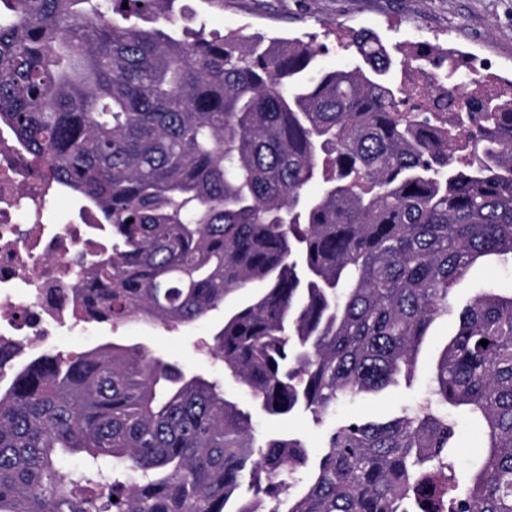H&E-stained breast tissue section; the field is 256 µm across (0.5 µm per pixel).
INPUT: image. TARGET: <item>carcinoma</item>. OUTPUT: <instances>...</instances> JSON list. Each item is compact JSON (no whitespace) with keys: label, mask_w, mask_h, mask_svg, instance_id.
<instances>
[{"label":"carcinoma","mask_w":512,"mask_h":512,"mask_svg":"<svg viewBox=\"0 0 512 512\" xmlns=\"http://www.w3.org/2000/svg\"><path fill=\"white\" fill-rule=\"evenodd\" d=\"M174 2L0 0V126L112 225L100 318L190 325L252 285L212 335L224 377L323 424L411 376L478 259L512 261V96L406 112L371 31L329 70L310 42L179 39L157 27ZM422 60L462 94L451 54ZM10 368L0 512H512V294L493 288L415 408L331 426L315 457L138 344Z\"/></svg>","instance_id":"1"}]
</instances>
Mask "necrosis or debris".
Returning <instances> with one entry per match:
<instances>
[{
  "instance_id": "necrosis-or-debris-1",
  "label": "necrosis or debris",
  "mask_w": 512,
  "mask_h": 512,
  "mask_svg": "<svg viewBox=\"0 0 512 512\" xmlns=\"http://www.w3.org/2000/svg\"><path fill=\"white\" fill-rule=\"evenodd\" d=\"M59 192L50 163L1 128L0 358L94 324L89 306L75 318L74 295L90 287L91 262L108 254L109 227L85 204L55 210Z\"/></svg>"
}]
</instances>
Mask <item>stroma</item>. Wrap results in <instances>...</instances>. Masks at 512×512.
<instances>
[{
    "instance_id": "stroma-1",
    "label": "stroma",
    "mask_w": 512,
    "mask_h": 512,
    "mask_svg": "<svg viewBox=\"0 0 512 512\" xmlns=\"http://www.w3.org/2000/svg\"><path fill=\"white\" fill-rule=\"evenodd\" d=\"M176 8L181 13L179 26L194 28L202 23L213 36L243 34L267 42L289 37L314 43L322 48L317 66L331 69L354 62L351 31L368 29L383 42L398 45L423 30L429 43L469 57L476 68L484 60H492L497 64L496 75L512 80V0H178ZM488 285L500 294L512 293V267L495 257L476 262L454 287L453 311L438 318L425 337L410 383L353 402L340 401L337 418L395 417L415 405L425 394L435 363L455 329L457 309ZM223 319V310H218L195 324L177 328L102 324L88 336L57 337L54 345L58 351L70 353L105 342L139 343L184 370L219 377L224 365L211 355L208 345ZM225 391L251 413L256 434L287 433L303 439L310 454L319 453L323 429L309 415L272 418L256 408L250 396L233 382H226Z\"/></svg>"
}]
</instances>
